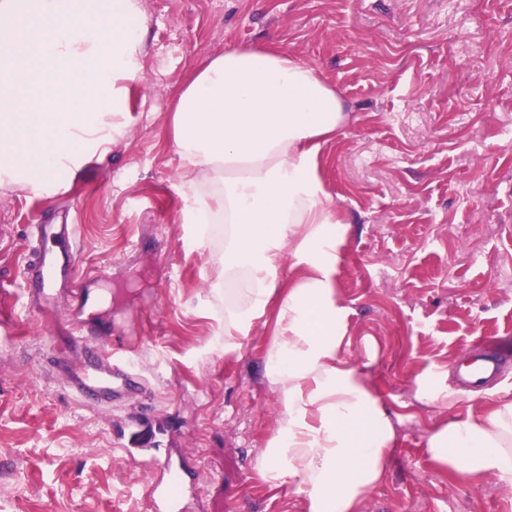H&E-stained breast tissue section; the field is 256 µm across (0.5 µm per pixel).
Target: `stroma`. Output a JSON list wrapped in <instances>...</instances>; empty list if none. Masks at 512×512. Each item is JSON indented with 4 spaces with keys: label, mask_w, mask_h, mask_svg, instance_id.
<instances>
[{
    "label": "stroma",
    "mask_w": 512,
    "mask_h": 512,
    "mask_svg": "<svg viewBox=\"0 0 512 512\" xmlns=\"http://www.w3.org/2000/svg\"><path fill=\"white\" fill-rule=\"evenodd\" d=\"M144 77L125 132L54 196L0 193V512H150L121 446L180 448L202 512H303L257 472L277 423L263 378L271 330L224 352L207 252L181 222L168 111L188 75L228 48L279 47L313 66L349 118L320 155L349 226L337 286L347 358L364 360L398 419L365 512H512V486L451 478L426 435L465 410L420 402L416 377L451 373L477 341H512V0H141ZM76 227L70 289L29 306L21 261L37 225ZM85 336L124 339L147 391L103 411L58 377Z\"/></svg>",
    "instance_id": "stroma-1"
}]
</instances>
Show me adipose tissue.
Instances as JSON below:
<instances>
[{
    "instance_id": "obj_1",
    "label": "adipose tissue",
    "mask_w": 512,
    "mask_h": 512,
    "mask_svg": "<svg viewBox=\"0 0 512 512\" xmlns=\"http://www.w3.org/2000/svg\"><path fill=\"white\" fill-rule=\"evenodd\" d=\"M140 0H0V190L52 195L126 127L143 77ZM347 120L335 89L282 49H228L188 77L171 109L182 221L213 249L224 293V350L272 321L264 378L277 428L258 460L287 479L303 512H363L398 444L394 419L351 343L336 288L347 228L318 174ZM291 264L295 277L282 280ZM437 468L512 482V398L427 433Z\"/></svg>"
}]
</instances>
